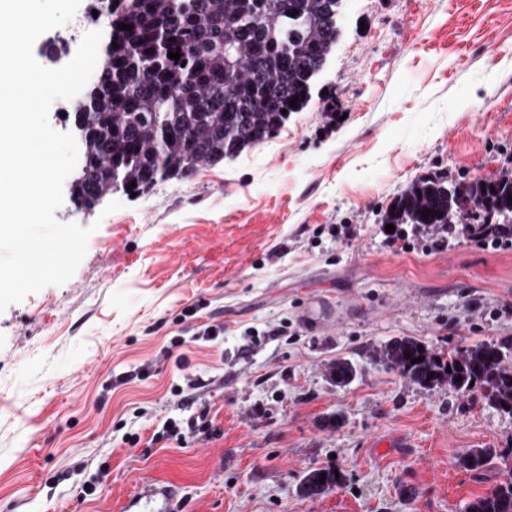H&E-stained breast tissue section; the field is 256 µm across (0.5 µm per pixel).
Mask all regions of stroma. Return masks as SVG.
<instances>
[{"instance_id":"stroma-1","label":"stroma","mask_w":512,"mask_h":512,"mask_svg":"<svg viewBox=\"0 0 512 512\" xmlns=\"http://www.w3.org/2000/svg\"><path fill=\"white\" fill-rule=\"evenodd\" d=\"M86 13L37 38L42 66L74 57ZM505 170L512 0H348L310 102L267 141L109 214L64 198L57 221L95 228L83 260L0 312V512H125L149 484L176 496L145 512H465L512 468V416L375 352L512 341V240H391L381 220L419 177ZM207 322L223 335H193ZM169 419L182 438L153 441ZM470 448L492 463L464 469ZM327 467L342 485L302 496ZM339 472V476L335 475ZM321 473L326 474L324 483L320 482ZM344 474L337 469H316L306 474L300 482V492L308 497L321 495L327 491L334 490L343 483Z\"/></svg>"}]
</instances>
